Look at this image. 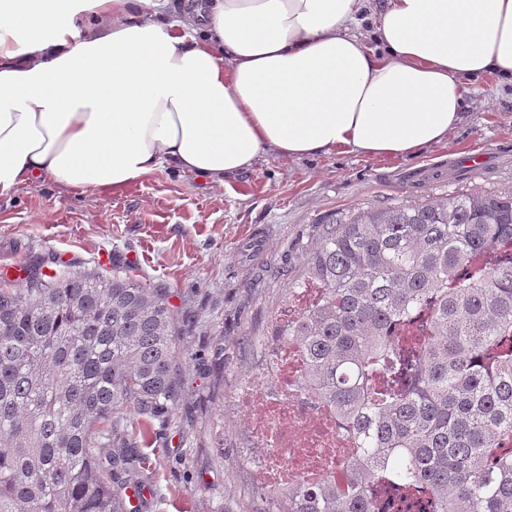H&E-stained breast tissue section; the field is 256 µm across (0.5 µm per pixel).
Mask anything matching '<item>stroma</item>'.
I'll return each mask as SVG.
<instances>
[{
	"mask_svg": "<svg viewBox=\"0 0 512 512\" xmlns=\"http://www.w3.org/2000/svg\"><path fill=\"white\" fill-rule=\"evenodd\" d=\"M466 87L463 123L411 156L269 150L224 187L164 168L119 194L45 179L0 197V276L13 288H25L30 259L51 253L159 289L176 314L178 406L138 443L139 512H252L249 419L236 399L261 356L247 341L265 336L320 222L368 206L512 190V85L486 76ZM255 226L266 246L244 252Z\"/></svg>",
	"mask_w": 512,
	"mask_h": 512,
	"instance_id": "35a3bbf8",
	"label": "stroma"
}]
</instances>
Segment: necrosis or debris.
<instances>
[{
  "instance_id": "necrosis-or-debris-1",
  "label": "necrosis or debris",
  "mask_w": 512,
  "mask_h": 512,
  "mask_svg": "<svg viewBox=\"0 0 512 512\" xmlns=\"http://www.w3.org/2000/svg\"><path fill=\"white\" fill-rule=\"evenodd\" d=\"M260 370L242 387L237 403L251 416L252 463L259 488L287 489L298 479L345 482V459L356 446L340 427L336 413L314 392L294 395L305 353L284 336L265 337Z\"/></svg>"
}]
</instances>
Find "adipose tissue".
Segmentation results:
<instances>
[{"mask_svg": "<svg viewBox=\"0 0 512 512\" xmlns=\"http://www.w3.org/2000/svg\"><path fill=\"white\" fill-rule=\"evenodd\" d=\"M486 75L512 82V0H0V196L413 155Z\"/></svg>", "mask_w": 512, "mask_h": 512, "instance_id": "ef3b65f1", "label": "adipose tissue"}]
</instances>
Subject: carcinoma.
I'll use <instances>...</instances> for the list:
<instances>
[{
	"label": "carcinoma",
	"instance_id": "obj_1",
	"mask_svg": "<svg viewBox=\"0 0 512 512\" xmlns=\"http://www.w3.org/2000/svg\"><path fill=\"white\" fill-rule=\"evenodd\" d=\"M26 280L0 288V512H127L136 440L177 408L173 311L50 257ZM310 283L285 332L307 353L300 387L358 448L346 484L262 489L263 512H512V192L325 220L288 290Z\"/></svg>",
	"mask_w": 512,
	"mask_h": 512
}]
</instances>
